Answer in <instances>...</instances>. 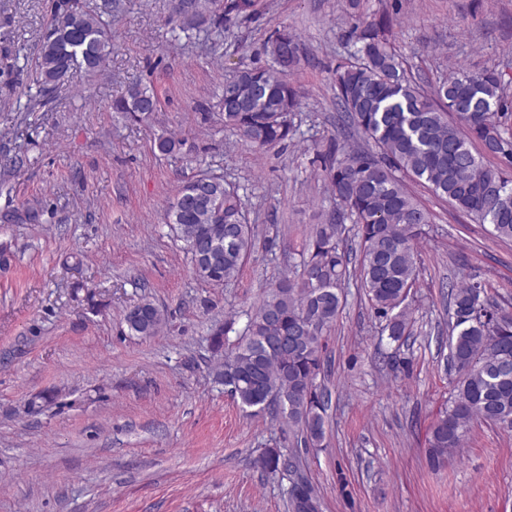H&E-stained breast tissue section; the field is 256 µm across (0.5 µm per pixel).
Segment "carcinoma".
<instances>
[{
    "label": "carcinoma",
    "instance_id": "1",
    "mask_svg": "<svg viewBox=\"0 0 512 512\" xmlns=\"http://www.w3.org/2000/svg\"><path fill=\"white\" fill-rule=\"evenodd\" d=\"M236 4L223 0H187L172 11L182 33L223 30ZM50 33L43 37L35 65L36 97L46 98L68 74L82 70L97 75L112 54L110 23L84 9L81 0H52ZM392 17L353 23L355 51L336 65L337 106L356 136L357 146L339 142L317 154L336 209L325 224L314 225L297 251L292 275L265 291L248 315L237 344L224 351L227 329L211 335L215 377L243 409L264 410L288 424L305 448H321L326 439L330 395L317 385L325 361L326 333L346 303L344 288L353 270L343 246L346 224L358 239L360 286L384 330L394 342L410 336L405 289L418 273L417 243L430 213L410 192L407 180L426 184L438 198L494 234L512 241V175L484 162L492 156L512 166V97L508 80L496 70L471 73L455 70L427 90L410 76L406 61L387 38ZM265 52L271 67H245L224 82L245 101L224 104V126L236 130L244 143L264 148L287 141L296 132L295 109L303 92L288 75L302 56L289 55L288 65L275 59V43ZM161 100L153 87L133 84L112 101V111L146 121ZM224 197L222 226L232 227L224 246L209 257L191 261L196 277L213 283L235 279L250 255L254 227L242 223L238 189L216 178ZM177 194L167 220L185 247L213 224L209 202H188ZM451 327L449 363L456 373L448 408L431 426L428 457L439 465L461 447L477 421L512 417V312L498 308L480 281L453 283L448 288ZM135 336H155L165 324L163 312L151 301L138 303L136 318L124 319ZM314 388L307 403L301 394ZM288 448H267L257 463L272 473L294 467ZM291 512H318L311 482L288 493Z\"/></svg>",
    "mask_w": 512,
    "mask_h": 512
}]
</instances>
